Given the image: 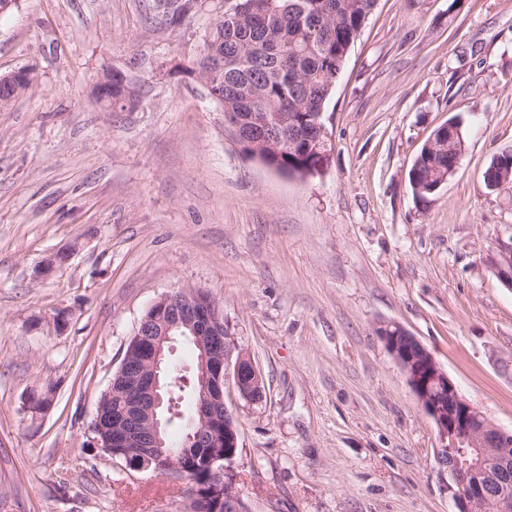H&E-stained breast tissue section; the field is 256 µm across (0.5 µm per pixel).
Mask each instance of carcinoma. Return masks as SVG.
Masks as SVG:
<instances>
[{
    "label": "carcinoma",
    "instance_id": "obj_1",
    "mask_svg": "<svg viewBox=\"0 0 512 512\" xmlns=\"http://www.w3.org/2000/svg\"><path fill=\"white\" fill-rule=\"evenodd\" d=\"M377 0H234V6L217 15L204 43L199 75L216 63L224 68L212 79V91L231 87L215 102L236 115L242 127L261 116L278 124L284 144L263 147L252 154L276 171L290 176L313 174L316 154L315 114L324 111L345 60L371 16ZM136 96L121 73L112 70V106L122 112ZM464 148L463 136L438 128L434 148L422 147L408 174L415 198L434 194L437 185L456 170V156ZM509 173L512 156L503 154L485 179ZM208 448H174L175 457L194 477L200 492L210 482Z\"/></svg>",
    "mask_w": 512,
    "mask_h": 512
}]
</instances>
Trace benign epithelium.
I'll list each match as a JSON object with an SVG mask.
<instances>
[{
	"label": "benign epithelium",
	"instance_id": "7a95c632",
	"mask_svg": "<svg viewBox=\"0 0 512 512\" xmlns=\"http://www.w3.org/2000/svg\"><path fill=\"white\" fill-rule=\"evenodd\" d=\"M484 262L505 286L512 288V233L497 238ZM151 309L158 333L139 322L130 339L129 353L122 357L115 374V380L124 388L123 403L107 415L97 408L93 426L102 440H94L95 447L104 448L114 465L132 481L135 474L151 468L156 472L167 470L181 487L187 512H244L240 496L233 492V480L228 477L239 438L235 415L224 399V387L231 381L242 400L259 403L265 393L260 371L249 355L235 352L234 339L224 328L223 311L204 291L183 286L172 289L163 293ZM177 336H191L197 343L202 384L197 398L199 427L185 435L182 447L207 448L222 443L231 449L209 459L210 489L204 497L197 494L192 481L185 477V470L175 461L170 459L166 467L159 466L165 458L166 441L157 410L163 405L162 392L168 386L166 351ZM381 339L434 424L439 448L452 452L448 497L457 512H477L487 503L492 512H512V463L508 457L512 432L490 422L475 424L477 409L461 395L433 357L418 367L392 337L383 332ZM440 381L448 385L446 410L430 396L429 388ZM487 448L498 449L503 459L498 478L492 483L472 481L466 475L470 468L466 457L472 454L480 459Z\"/></svg>",
	"mask_w": 512,
	"mask_h": 512
}]
</instances>
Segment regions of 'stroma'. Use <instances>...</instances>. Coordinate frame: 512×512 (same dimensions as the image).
Instances as JSON below:
<instances>
[{"label": "stroma", "mask_w": 512, "mask_h": 512, "mask_svg": "<svg viewBox=\"0 0 512 512\" xmlns=\"http://www.w3.org/2000/svg\"><path fill=\"white\" fill-rule=\"evenodd\" d=\"M185 2L0 14V77L32 79L0 110V512H181L166 475L129 480L94 448L92 423L143 314L182 285L217 301L264 381L258 404L225 387L246 512H455L377 329L403 326L512 430V289L483 262L512 231V183H485L512 150V0H377L307 179L242 154L196 72L217 0ZM115 68L137 94L123 112L94 95ZM451 118L458 168L416 200L408 172Z\"/></svg>", "instance_id": "35a3bbf8"}]
</instances>
